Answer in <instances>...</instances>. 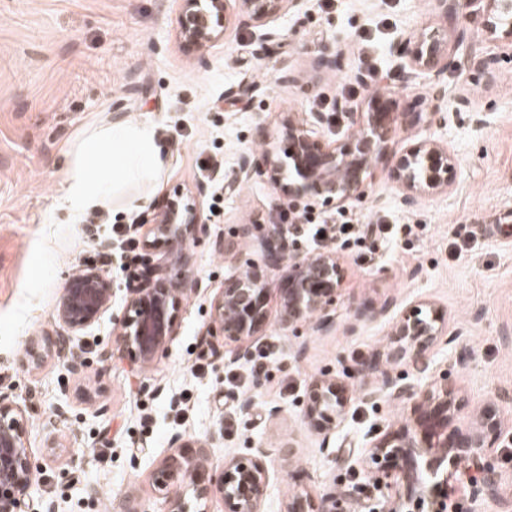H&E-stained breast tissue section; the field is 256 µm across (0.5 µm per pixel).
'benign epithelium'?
Instances as JSON below:
<instances>
[{"instance_id":"obj_1","label":"benign epithelium","mask_w":512,"mask_h":512,"mask_svg":"<svg viewBox=\"0 0 512 512\" xmlns=\"http://www.w3.org/2000/svg\"><path fill=\"white\" fill-rule=\"evenodd\" d=\"M177 36L183 48L197 52L224 38L237 23L256 30V39L269 42L279 37L273 27L283 13L299 0H179ZM483 16V34L492 41L512 44V0H466ZM402 51L396 68L403 79L413 82L437 69L440 62L464 51L463 40L449 42L444 29L425 27L401 33ZM382 102L370 99L358 131L342 142L326 140L318 129L330 123L324 112H285L279 125L263 132L260 156L241 153L231 190L265 175L293 207L313 201L338 205L361 198L366 191L373 156L392 151L399 129L421 120L419 112H383ZM393 176L402 202L413 205L423 196L448 190L456 176V160L448 146L425 139L393 151ZM200 183L191 192L180 191L167 199L146 222L138 225L145 250L141 271L126 288L122 315L112 318L113 331L120 336L122 351L131 365L141 367L166 355L176 334L177 311L185 296L179 270L188 261V244L195 240L201 224L195 198L206 192ZM241 235L262 238L265 261L273 266L288 263V275L270 284L260 269L240 273L224 281L213 304V322L207 335L223 342H244L265 325L272 294L279 295L283 318L290 325L310 323L320 331L336 324V296L343 268L336 251L309 257H291L286 231L263 224H244ZM164 253L169 270L153 262L152 254ZM113 284L100 269L88 267L68 278L56 304V316L64 338L59 342L65 366L80 373L87 365L80 347L69 343L94 324L112 304ZM445 336L443 315L428 316L420 309L396 315L386 353L387 364L427 362L431 347ZM379 373L378 387L365 392L379 394L404 405V421L379 437L371 447L369 496L361 503L358 487L339 488L315 496L308 491L292 493L284 512H449L448 477L473 472L468 481L469 512H480L487 498L501 500L506 489L500 485L497 461L489 448L500 440L503 430L498 410L487 406L465 411V400L449 381L448 373L428 382H406L400 375L380 367V362L359 364L360 377ZM352 390L337 378L323 376L308 387L303 417L308 425L329 438L342 420ZM27 428L21 408L0 392V512H34L31 487L40 469L26 446ZM174 451L156 467L153 485L172 503L170 512H206V501L218 492L224 512H263L268 496L269 472L264 464L266 450L255 448L246 455L224 459L219 482L208 477L205 445L176 434ZM192 498L182 497L184 490Z\"/></svg>"}]
</instances>
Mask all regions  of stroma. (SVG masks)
<instances>
[{
    "mask_svg": "<svg viewBox=\"0 0 512 512\" xmlns=\"http://www.w3.org/2000/svg\"><path fill=\"white\" fill-rule=\"evenodd\" d=\"M178 11L177 0H0V390L25 411L27 445L42 465L39 504L169 512L152 473L176 434L206 444L215 479L225 456L267 449L265 512H282L296 490L321 495L367 483L357 460L402 420V405L364 400L355 381L327 444L303 408L315 379L384 358L394 316L376 311L387 301L443 312L457 338L433 348L427 375L449 372L468 409L497 405L503 437L494 452L512 488V402L499 400L512 395V44L486 39L481 17L464 8L447 23L433 0H302L276 20L281 37L270 52L259 50L251 27L236 25L189 53L176 36ZM426 25L447 26L452 38L466 31L472 55L500 56L494 75L448 68L440 105L429 82L405 83L394 70L399 35ZM326 47L343 51L342 69L317 67ZM356 72L365 83L353 80ZM382 92L397 111L432 113V124L404 129L395 146L439 139L458 160L454 182L407 206L390 155L373 158L365 196L342 209L362 223L382 216L389 230L367 247L340 250L335 327H285L275 299L247 343L248 360L232 361L235 344L211 347L207 329L225 277L262 259L259 241H237L238 229L278 223L288 206L264 177L227 189L239 154L260 152L261 128L280 113L331 114L340 98L361 112L369 94ZM462 96L470 110L459 109ZM127 120L150 124L162 146L165 168L147 205L66 220L59 190L69 152L99 125ZM200 183L208 186L203 227L188 245L179 333L166 356L132 371L112 330L126 294L125 258L117 245L104 256L101 244ZM92 265L114 282L112 307L76 337L87 366L74 375L56 354L55 307L68 277ZM35 343L44 356L34 365ZM260 358L267 373L255 380L250 367ZM247 396L245 414L237 405ZM288 444L293 454L284 453Z\"/></svg>",
    "mask_w": 512,
    "mask_h": 512,
    "instance_id": "35a3bbf8",
    "label": "stroma"
}]
</instances>
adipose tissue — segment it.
I'll use <instances>...</instances> for the list:
<instances>
[{
	"mask_svg": "<svg viewBox=\"0 0 512 512\" xmlns=\"http://www.w3.org/2000/svg\"><path fill=\"white\" fill-rule=\"evenodd\" d=\"M163 168L152 126L139 120L99 126L72 153L61 207L75 218L109 206L126 186L155 181Z\"/></svg>",
	"mask_w": 512,
	"mask_h": 512,
	"instance_id": "ef3b65f1",
	"label": "adipose tissue"
}]
</instances>
